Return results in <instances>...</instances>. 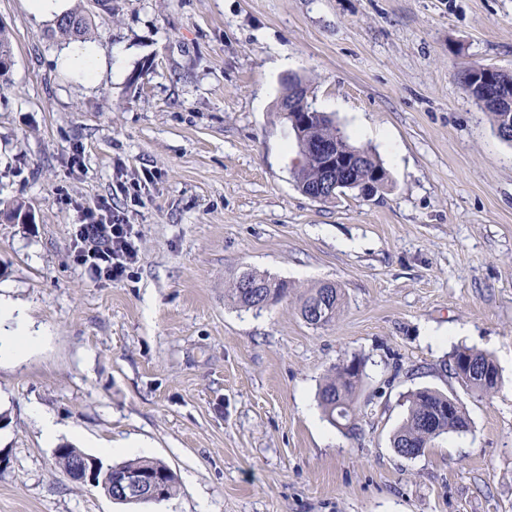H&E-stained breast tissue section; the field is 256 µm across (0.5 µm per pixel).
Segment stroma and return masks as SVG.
I'll list each match as a JSON object with an SVG mask.
<instances>
[{"mask_svg": "<svg viewBox=\"0 0 512 512\" xmlns=\"http://www.w3.org/2000/svg\"><path fill=\"white\" fill-rule=\"evenodd\" d=\"M0 21V202L34 216L0 221V293L40 333L0 357V512H512V143L458 83L473 63L512 72V0H112L92 83L28 0H0ZM292 74L383 163L374 198L297 189L276 110ZM100 203L139 238L119 281L74 259ZM246 266L335 283L339 316L238 308L224 293ZM458 347L492 357L495 393L458 383ZM355 356L351 435L318 389ZM421 388L470 428L409 459L392 437ZM42 411L104 462L164 461L176 493L133 507L76 484Z\"/></svg>", "mask_w": 512, "mask_h": 512, "instance_id": "1", "label": "stroma"}]
</instances>
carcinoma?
<instances>
[{"label":"carcinoma","instance_id":"1","mask_svg":"<svg viewBox=\"0 0 512 512\" xmlns=\"http://www.w3.org/2000/svg\"><path fill=\"white\" fill-rule=\"evenodd\" d=\"M64 16L79 20L76 26L59 25L51 28V34L63 40H78L85 38L92 28L93 7L90 0H78V3L64 13ZM472 67H467L459 73L458 81L461 88L487 112L495 130H501L503 109L496 99L485 97L484 91L495 95L512 90V73L498 71L493 75L494 83L478 86L468 82ZM313 136L320 142H330L341 149H352L349 136L343 128L329 115L317 112L311 120ZM363 154L362 167L359 175L368 178L377 172L385 171L383 164L367 148H361ZM320 157L316 154L299 160L293 177L297 188L307 193L319 177L318 163ZM290 284L277 280L266 274H259L251 269L242 271L227 290V297L239 308L260 312L270 303H277L290 296ZM341 308V296L338 288L331 284H322L309 288L299 298V312L304 321L318 327L334 321ZM451 360H472L488 369L496 368L493 359L477 350L459 348L451 354ZM361 378L349 373L347 365L342 363L334 367L323 384L320 385L318 398L331 423L345 421L347 432L357 434L355 423L354 397ZM448 400L445 394L428 388L419 389L407 396V416L402 425L393 435L392 446L397 454L405 458H416L425 453L429 441L449 433H460L468 423L465 412L456 407L451 416L439 415L440 408ZM55 460L57 466L66 474L79 465L91 464V457L78 448L62 446L56 448ZM125 472H138L156 478L161 487L160 497L165 500L177 491V475L172 468L161 460L135 458L112 465V474L121 475Z\"/></svg>","mask_w":512,"mask_h":512}]
</instances>
